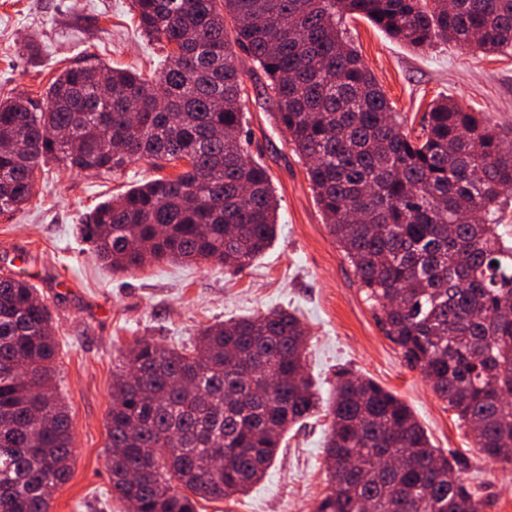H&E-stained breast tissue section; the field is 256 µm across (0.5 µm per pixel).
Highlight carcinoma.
Segmentation results:
<instances>
[{"mask_svg": "<svg viewBox=\"0 0 512 512\" xmlns=\"http://www.w3.org/2000/svg\"><path fill=\"white\" fill-rule=\"evenodd\" d=\"M141 34L170 47L155 79L70 67L45 93L0 100V214L32 198L36 168L112 172L149 159L186 169L97 204L80 225L115 270L151 262L250 266L277 235L278 200L242 137L235 48L264 93L330 233L381 308L408 368L448 403L485 457L512 466V128L441 99L412 138L341 30L358 15L413 47L512 49V0H131ZM232 26L234 41L227 37ZM112 97L100 96L101 82ZM71 132L73 140L56 137ZM38 289L0 276V512H50L74 438L53 380L56 341ZM293 313L229 319L169 347L137 340L112 385V493L131 512H197L261 481L288 429L319 413ZM324 449L332 490L313 512H481L457 462L412 410L342 374Z\"/></svg>", "mask_w": 512, "mask_h": 512, "instance_id": "carcinoma-1", "label": "carcinoma"}]
</instances>
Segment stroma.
I'll return each mask as SVG.
<instances>
[{
    "label": "stroma",
    "instance_id": "stroma-1",
    "mask_svg": "<svg viewBox=\"0 0 512 512\" xmlns=\"http://www.w3.org/2000/svg\"><path fill=\"white\" fill-rule=\"evenodd\" d=\"M130 4L0 0V99L23 94L41 100L56 76L78 64L131 68L153 78L163 52L140 35ZM346 29L405 130L418 133L423 112L442 96L498 127L512 126V50L486 56L444 42L418 49L357 16ZM240 60L249 95L245 134L280 202L278 236L251 266L234 273L215 261L163 262L115 273L77 237L76 224L98 203L147 180L175 176L184 169L180 163L158 169L139 160L114 173L48 164L37 168L24 209L0 216V272H24L49 309L55 377L75 439L71 478L55 492L51 512H127L112 496L107 418L114 375L136 339L186 343L203 326L274 308L304 323L306 371L322 396L332 392L341 370L389 389L411 408L435 448L457 458L482 512H512V468L474 448L453 411L386 337L329 232L303 161L273 118L265 74L248 54ZM327 424L326 417H314L290 431L265 478L234 506L202 500L198 512H311L331 489L323 448Z\"/></svg>",
    "mask_w": 512,
    "mask_h": 512
}]
</instances>
